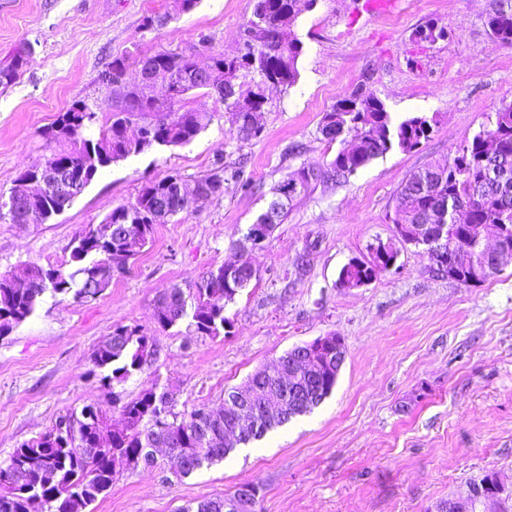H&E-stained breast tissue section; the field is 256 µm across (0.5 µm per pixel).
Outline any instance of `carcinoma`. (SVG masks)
Returning a JSON list of instances; mask_svg holds the SVG:
<instances>
[{
    "mask_svg": "<svg viewBox=\"0 0 512 512\" xmlns=\"http://www.w3.org/2000/svg\"><path fill=\"white\" fill-rule=\"evenodd\" d=\"M311 0H263V14L253 16L245 27L254 40L257 63L251 64L235 54L216 52L205 40L198 45L175 53L156 52L139 60L142 66H153L162 73H188L192 57L202 48L210 52L215 82L226 90L221 100L237 129L247 125L245 112L234 111V98L229 93L244 94L254 99L260 110L267 97L262 90L265 78L275 76L283 87L293 86L298 79V60L303 51L302 42L292 32L288 22L280 20L285 12L297 16L310 8ZM486 26L492 37L505 46H512V0H498L487 17ZM31 47L19 45L7 64L0 67V86L13 83L22 67L20 60ZM130 63L126 56L112 59L109 71L112 84L123 89L112 104V122L99 131L98 137L88 138L84 132L96 123L97 112L90 108L76 111L72 104L60 113L56 121L44 131L52 141L65 145L57 159L78 168L84 183L90 184L99 169L130 155L140 154L154 146H178L190 142L211 121L206 112L186 110L172 112L161 109L134 82L127 81ZM142 124L146 138L138 146L124 138L129 124ZM434 119L426 115L412 116L396 122L385 104L370 94L354 90L340 99L325 113L320 131L333 135L341 149L326 167H304L287 176L275 188V198L269 206L277 209V223L281 224L293 201L306 196L317 185H341L349 181L374 158L395 147L409 151L428 141L433 132ZM448 158L461 161L463 167L455 170L431 163L423 170L408 175L397 192L395 224H420L430 211L445 204L466 203L471 207L476 224H506L512 240V183L500 191L485 182V170L491 164H509L512 167V104L491 118L490 126L466 140ZM428 173L426 186L419 187L421 172ZM302 180V188L294 196L283 197V189L295 179ZM177 174L150 183L141 190L135 202L112 209L98 224H87L75 238L69 268H44L25 264L0 274V337L13 327L25 322L35 312L40 297L48 290L77 301L87 299L89 293L102 295L112 284L115 274L123 273L130 261L149 244L155 230V213L151 210L149 194L163 193L174 205L173 214L191 211L176 200ZM205 198L224 193L230 187L252 190L243 179L242 168L219 165L214 172L201 179ZM133 213L143 221L141 241L130 245L118 237L112 226L127 214ZM388 262L362 260L345 265L338 282L348 284L362 280L371 282L387 271ZM19 274L26 276L28 287L4 288ZM244 288L235 279L224 280V267L209 271L192 291L191 319L196 330L208 336H218L230 327L224 315L225 306ZM186 297L178 287L162 290L153 315L154 324L163 330L174 327L186 314L182 313ZM150 337L139 326L117 327L92 351L89 373L101 387L111 390L140 371L145 363L144 351ZM336 385V373L329 367L320 369L316 391L291 408L289 414L267 416L260 409L255 418L258 429L240 438L247 443L258 440L276 425L305 414L318 406ZM234 391L280 395L283 389L271 375L257 371ZM240 404L224 401L220 422L211 420L209 406L203 404L189 414L174 411L173 403L154 390L142 393L121 406L123 425L117 426L107 412L88 404L56 419L50 430L38 439L22 444L0 462V512H87L98 497L112 487V463L119 457L140 456L147 464L155 463L154 449L164 447L163 440L171 439L189 450L191 467L174 472L182 480L205 464L224 460L232 449L224 446V432L232 430ZM260 487L245 485L234 494L207 498L186 507L184 512H238L236 503L244 495L258 504Z\"/></svg>",
    "mask_w": 512,
    "mask_h": 512,
    "instance_id": "carcinoma-1",
    "label": "carcinoma"
}]
</instances>
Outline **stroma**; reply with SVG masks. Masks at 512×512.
Listing matches in <instances>:
<instances>
[{"label":"stroma","instance_id":"stroma-1","mask_svg":"<svg viewBox=\"0 0 512 512\" xmlns=\"http://www.w3.org/2000/svg\"><path fill=\"white\" fill-rule=\"evenodd\" d=\"M362 0H316L297 20L299 77L270 89L260 138L233 130L223 102L207 89L182 109L208 112L189 143L158 146L99 171L61 214L30 224L0 221V273L22 264L69 261L76 234L146 184L181 175L186 185L217 162L242 166L255 188H233L196 212L156 225L154 238L99 298L77 302L45 292L35 314L0 337V460L45 433L67 411L112 408L87 373L97 344L120 326L146 329L154 355L116 390L122 401L149 389L172 393L175 410L222 406L225 392L288 350L342 336L345 361L332 393L311 412L270 430L257 455L234 452L182 481L158 466L118 467L92 512H181L188 504L261 487L258 512H434L494 475L512 498V259L477 287L428 272L421 249L402 243L392 219L396 193L413 171L447 160L512 104V47L485 25L494 0H398L369 15ZM255 0H199L188 12L173 0H0V64L29 43L19 79L0 87V196L16 178L60 150L42 133L73 102L109 122L114 92L100 75L114 57L185 51L200 39L235 51ZM156 17L144 27L145 17ZM434 25L448 36L422 41ZM396 120H437L428 142L376 157L338 186H317L294 202L260 246L245 238L272 188L303 167L329 164L340 148L320 132L325 112L357 86ZM398 251L395 266L360 288L339 287L341 269L370 246ZM307 254L304 276L294 261ZM246 255L257 271L225 315L228 333L208 336L187 323L161 330L155 300L171 286L190 291L209 270Z\"/></svg>","mask_w":512,"mask_h":512}]
</instances>
